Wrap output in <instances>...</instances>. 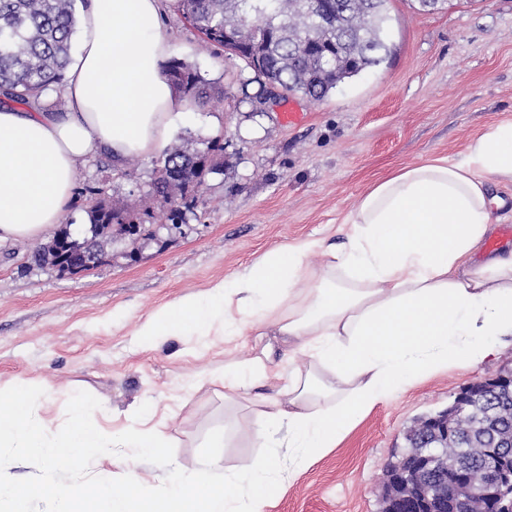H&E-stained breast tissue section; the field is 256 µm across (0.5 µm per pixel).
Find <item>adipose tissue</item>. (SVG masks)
<instances>
[{
	"label": "adipose tissue",
	"instance_id": "1",
	"mask_svg": "<svg viewBox=\"0 0 512 512\" xmlns=\"http://www.w3.org/2000/svg\"><path fill=\"white\" fill-rule=\"evenodd\" d=\"M81 23L86 36L64 73L66 111L37 100L0 106V240L50 236L81 162L99 152L118 164L160 155L192 105L169 81L160 0H84ZM509 183L512 119L472 138L463 159L434 157L375 182L320 270L308 266L318 242L288 243L206 295L162 308L139 329L140 343L192 327L247 329L282 337L310 363L284 385L266 351L225 366L226 402L259 383L277 386L255 401L250 427L228 423L208 437L217 449L245 436L257 449L245 474H222L211 456L162 492L135 484L69 493L71 512H239L244 501L262 512L280 489V442L303 458L320 453L396 387L494 357L499 337L512 336V250L481 247L504 205L491 188Z\"/></svg>",
	"mask_w": 512,
	"mask_h": 512
}]
</instances>
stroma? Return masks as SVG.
Here are the masks:
<instances>
[{
  "label": "stroma",
  "instance_id": "stroma-1",
  "mask_svg": "<svg viewBox=\"0 0 512 512\" xmlns=\"http://www.w3.org/2000/svg\"><path fill=\"white\" fill-rule=\"evenodd\" d=\"M161 10L173 58L194 66L214 96L193 106L182 132L201 151L220 138L221 168L206 176L182 221H164L147 239L108 241L105 263L84 275L63 277L38 262L39 242L0 241V390L42 387L35 409L52 434L65 423L70 396L87 391L101 403L93 421L106 433L149 423L190 473L225 414L240 428L251 424L250 402L224 405V366L249 360L264 343L248 332L213 331L146 346L137 330L174 300L207 292L283 244L341 243L342 220L374 181L427 158H462L473 137L512 119V0H450L431 12L417 0H389L387 63L323 100L287 95L263 105L243 60L201 49L174 0H162ZM288 110L303 120L284 123ZM158 165L136 157L117 167L102 155L82 164L63 218L73 236L88 234L91 189L140 206ZM511 359L507 336L492 359L398 390L321 457L302 462L293 449H276L281 490L264 512H380L384 470L412 421L448 408L462 387ZM89 472L168 484L166 468L114 454L96 458Z\"/></svg>",
  "mask_w": 512,
  "mask_h": 512
}]
</instances>
